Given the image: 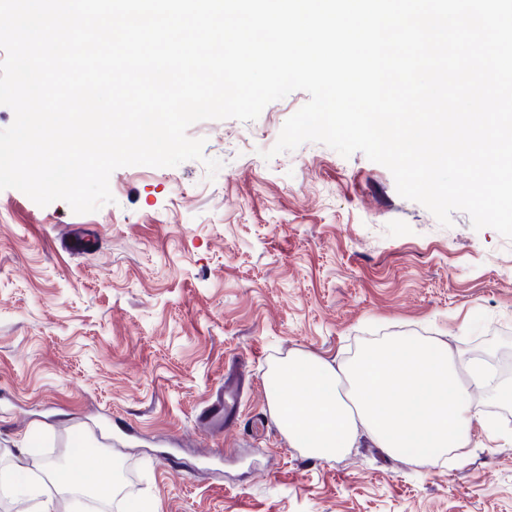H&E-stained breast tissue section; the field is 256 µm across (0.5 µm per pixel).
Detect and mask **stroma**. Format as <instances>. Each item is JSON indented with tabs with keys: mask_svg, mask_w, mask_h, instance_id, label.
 <instances>
[{
	"mask_svg": "<svg viewBox=\"0 0 512 512\" xmlns=\"http://www.w3.org/2000/svg\"><path fill=\"white\" fill-rule=\"evenodd\" d=\"M308 99L193 124L203 160L118 168L94 213L0 191V512H32L8 489L21 473L72 512L42 461L81 453L95 480L121 475L106 512H512V404L493 390L473 394L469 447L429 466L365 437L320 460L274 421L271 368L299 352L347 361L408 334L512 359V240L460 211L441 226L363 153H274ZM73 229L91 254L60 248ZM231 363L232 431H203Z\"/></svg>",
	"mask_w": 512,
	"mask_h": 512,
	"instance_id": "35a3bbf8",
	"label": "stroma"
}]
</instances>
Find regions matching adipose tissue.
Masks as SVG:
<instances>
[{"label":"adipose tissue","instance_id":"1","mask_svg":"<svg viewBox=\"0 0 512 512\" xmlns=\"http://www.w3.org/2000/svg\"><path fill=\"white\" fill-rule=\"evenodd\" d=\"M270 405L289 442L318 459L353 447L366 431L385 452L412 449L418 462L468 447L465 427L478 414L473 389L483 387L482 367L414 336H396L336 364L301 353L275 366ZM49 472L64 491L80 490L101 502L112 488L86 472L82 459Z\"/></svg>","mask_w":512,"mask_h":512}]
</instances>
